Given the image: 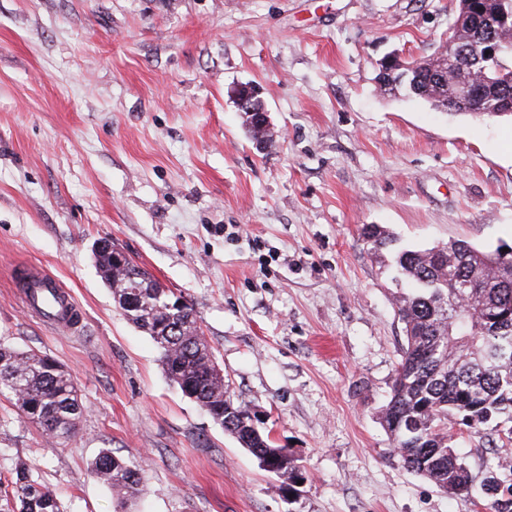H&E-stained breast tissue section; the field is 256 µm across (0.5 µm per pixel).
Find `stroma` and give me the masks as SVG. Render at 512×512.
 Returning a JSON list of instances; mask_svg holds the SVG:
<instances>
[{"label": "stroma", "instance_id": "1", "mask_svg": "<svg viewBox=\"0 0 512 512\" xmlns=\"http://www.w3.org/2000/svg\"><path fill=\"white\" fill-rule=\"evenodd\" d=\"M458 0H0V345L54 358L84 406L55 443L0 394V482L31 469L62 512H118L100 449L144 472L127 512H490L408 471L380 412L403 325L360 237L512 245V123L378 81L432 58ZM255 86L259 146L231 97ZM112 240L190 303L224 388L308 480L279 475L167 378L93 256ZM54 273L81 335L29 317L13 275ZM482 479L491 426L449 427Z\"/></svg>", "mask_w": 512, "mask_h": 512}]
</instances>
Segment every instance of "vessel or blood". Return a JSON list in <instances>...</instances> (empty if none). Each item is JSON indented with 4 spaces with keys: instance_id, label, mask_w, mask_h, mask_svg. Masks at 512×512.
Returning a JSON list of instances; mask_svg holds the SVG:
<instances>
[{
    "instance_id": "vessel-or-blood-1",
    "label": "vessel or blood",
    "mask_w": 512,
    "mask_h": 512,
    "mask_svg": "<svg viewBox=\"0 0 512 512\" xmlns=\"http://www.w3.org/2000/svg\"><path fill=\"white\" fill-rule=\"evenodd\" d=\"M17 280L27 281L21 297L31 314L56 332L75 335L83 326L84 314L69 304V295L60 281L49 272L32 267L19 269Z\"/></svg>"
}]
</instances>
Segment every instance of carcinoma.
<instances>
[{"label": "carcinoma", "instance_id": "cac0c4a2", "mask_svg": "<svg viewBox=\"0 0 512 512\" xmlns=\"http://www.w3.org/2000/svg\"><path fill=\"white\" fill-rule=\"evenodd\" d=\"M507 48L499 68L472 55L448 65L450 71L483 72L491 80L485 111L470 99L454 96L433 69L408 91L450 114L495 117L499 97L512 96V26L483 32ZM361 236L369 251L393 273L399 291L397 315L404 344L394 371L383 424L403 465L444 491L469 495L474 478L448 438L453 417L465 428L495 423L501 445L497 470L480 489L494 512H512V464L500 451L512 443V255L462 241L432 248H398L397 239L378 224H365ZM101 277L125 317L146 332L160 351L168 378L182 394L206 409L211 419L254 456L279 451L278 473L292 479L298 466L269 434L252 427L249 410L224 391L215 356L198 325L194 309L164 287L109 240L95 251ZM7 393L25 417L39 423L55 441L73 437L84 413L74 378L54 359L0 346V394ZM93 476L106 482L122 501L135 499L143 484L133 462L102 448L91 464ZM0 512H60L52 492L33 472L14 468L11 491L0 496Z\"/></svg>", "mask_w": 512, "mask_h": 512}]
</instances>
